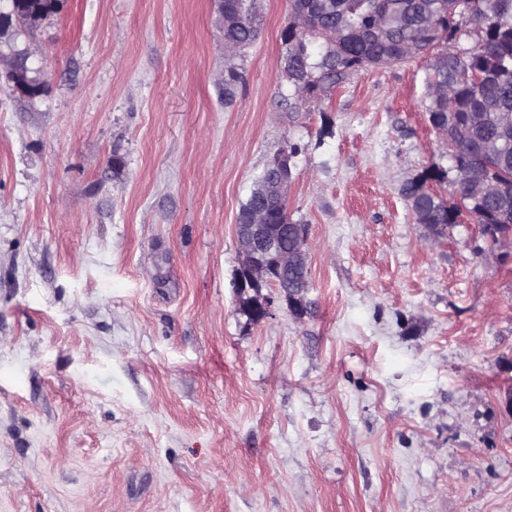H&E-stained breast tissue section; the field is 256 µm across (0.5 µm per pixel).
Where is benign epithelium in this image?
Here are the masks:
<instances>
[{"instance_id":"benign-epithelium-1","label":"benign epithelium","mask_w":512,"mask_h":512,"mask_svg":"<svg viewBox=\"0 0 512 512\" xmlns=\"http://www.w3.org/2000/svg\"><path fill=\"white\" fill-rule=\"evenodd\" d=\"M292 158L283 150L268 163L271 177L254 189L248 209L236 227L238 268L233 288L239 304L246 307L248 321L272 315L274 300L262 293L269 286L279 290V299L295 315L306 310L308 292L307 225L269 223V206H288ZM479 231L495 244L512 243V232L499 224H480Z\"/></svg>"}]
</instances>
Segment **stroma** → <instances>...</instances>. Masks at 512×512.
<instances>
[{
    "mask_svg": "<svg viewBox=\"0 0 512 512\" xmlns=\"http://www.w3.org/2000/svg\"><path fill=\"white\" fill-rule=\"evenodd\" d=\"M224 104L217 0H58L0 54V512H512V247L433 240L424 59L292 115L288 0ZM298 146L305 314L248 323L234 224Z\"/></svg>",
    "mask_w": 512,
    "mask_h": 512,
    "instance_id": "obj_1",
    "label": "stroma"
}]
</instances>
